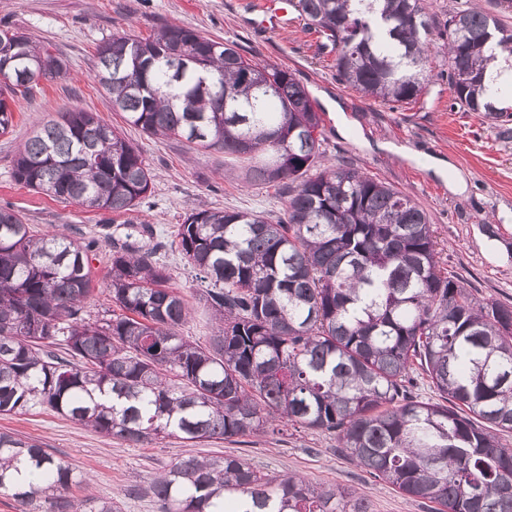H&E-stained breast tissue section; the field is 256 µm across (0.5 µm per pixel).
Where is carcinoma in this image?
I'll use <instances>...</instances> for the list:
<instances>
[{"instance_id": "1", "label": "carcinoma", "mask_w": 512, "mask_h": 512, "mask_svg": "<svg viewBox=\"0 0 512 512\" xmlns=\"http://www.w3.org/2000/svg\"><path fill=\"white\" fill-rule=\"evenodd\" d=\"M336 53V77L385 104L426 90L431 20L424 0H287ZM442 44L455 104L512 118V31L478 7L448 14ZM0 29V134L8 100L64 61ZM95 79L113 110L151 137L219 147L246 185L288 187L285 219L190 209L176 238L217 320L209 346L181 336L189 309L150 248L113 246L112 300L94 322L91 244L63 230L39 237L0 208V414L43 407L139 445L248 436L281 426L336 435L356 466L434 512H512V306L474 301L441 266L426 213L356 168L329 165L321 116L286 69L170 25L147 39L114 36ZM13 178L96 211H134L151 173L123 132L73 109L28 139ZM64 346L65 356L52 347ZM438 400L412 396L414 374ZM178 378L180 383L172 382ZM73 469L42 444L0 432V491L20 512H119L56 495ZM161 512H371L339 485L260 474L239 456H187L152 483Z\"/></svg>"}]
</instances>
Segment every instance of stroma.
Returning <instances> with one entry per match:
<instances>
[{
    "label": "stroma",
    "mask_w": 512,
    "mask_h": 512,
    "mask_svg": "<svg viewBox=\"0 0 512 512\" xmlns=\"http://www.w3.org/2000/svg\"><path fill=\"white\" fill-rule=\"evenodd\" d=\"M479 3L512 30V12L497 0H430L433 17L429 61L432 77L416 102L390 106L339 82L335 55L304 19L285 31H260L247 23L257 0H0V27L8 26L59 51L67 73L39 81L28 96L15 97L13 125L0 135V207L19 211L37 233L59 227L74 238L98 239L90 254L94 291L86 311L97 318L115 311L107 289L112 241L125 221L152 224L164 246L158 253L169 285L191 314L182 336L207 345L215 320L203 299L204 286L187 266L174 231L193 204L218 210L260 212L278 220L287 191L281 186H247L224 174V153L189 149L180 140L156 139L134 128L127 138L150 169L152 189L137 211L117 215L54 200L15 182L14 160L41 125L81 108L119 126L109 97L95 80L99 45L112 35L146 38L168 25L233 43L245 56L291 70L322 116V149L327 162L348 164L408 194L426 213L442 248L444 268L456 274L477 300L512 304V139L499 138L478 112L453 103L442 76L447 65L441 34L449 12ZM0 431L38 440L81 477L66 498L107 499L120 512H160L150 485L188 455H238L272 477L301 474L313 485L337 483L365 495L372 512H432L430 505L402 495L357 467L336 446L334 434L284 427L230 441L188 442L169 436L144 445L107 438L43 409L0 415Z\"/></svg>",
    "instance_id": "obj_1"
}]
</instances>
